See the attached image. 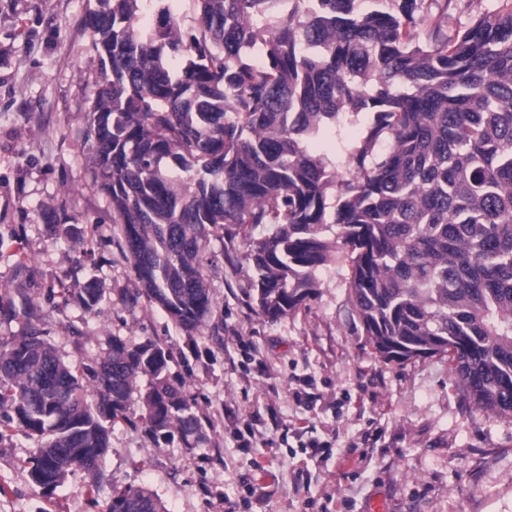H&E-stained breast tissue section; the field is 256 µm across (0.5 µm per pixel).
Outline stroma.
<instances>
[{
	"label": "stroma",
	"mask_w": 512,
	"mask_h": 512,
	"mask_svg": "<svg viewBox=\"0 0 512 512\" xmlns=\"http://www.w3.org/2000/svg\"><path fill=\"white\" fill-rule=\"evenodd\" d=\"M95 6L0 0V234L18 237L37 266L29 294L64 359L102 357L114 336L155 338L172 354L171 378L195 398L206 439L154 440L131 407L112 430L103 479L78 470L46 494L27 475L34 442L12 426L0 439V512H104L116 485L151 490L168 512H512V419L465 406L445 356L380 358L352 312L346 264L318 272L314 297L272 322L240 264L243 235L213 233L219 345L144 303L107 302L97 315L53 306L58 281L77 288L94 277L113 296L139 286L88 172L85 110L99 65L83 19ZM511 6L448 0L442 30ZM51 207L85 228L86 246L50 233ZM246 428L268 444L241 447L234 433Z\"/></svg>",
	"instance_id": "35a3bbf8"
}]
</instances>
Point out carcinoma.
<instances>
[{"label": "carcinoma", "instance_id": "cac0c4a2", "mask_svg": "<svg viewBox=\"0 0 512 512\" xmlns=\"http://www.w3.org/2000/svg\"><path fill=\"white\" fill-rule=\"evenodd\" d=\"M186 1L197 13L189 30L178 22ZM362 2L97 0L84 20L100 63L89 172L140 284L119 301L144 298L219 339L210 235L267 226L245 235L243 256L262 316L295 312L317 273L346 260L349 300L380 358L434 349L470 408L512 418V8L448 38L428 24L434 0ZM362 112L374 119L340 176L309 144L335 140ZM44 219L81 242L56 210ZM333 224L339 243L325 236ZM15 254L17 288L0 295V313L20 302L26 327L0 339V411L37 441L32 484L50 492L77 469L98 473L136 394L153 435L204 438L160 342L114 336L106 356L65 362L37 327L36 271ZM58 297L96 314L106 291L90 278ZM106 512L167 509L127 485Z\"/></svg>", "mask_w": 512, "mask_h": 512}]
</instances>
